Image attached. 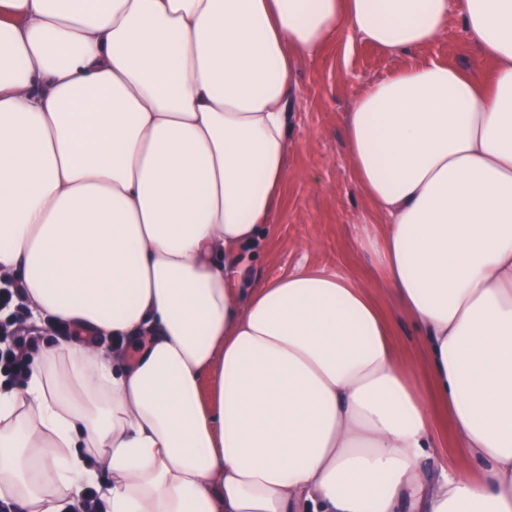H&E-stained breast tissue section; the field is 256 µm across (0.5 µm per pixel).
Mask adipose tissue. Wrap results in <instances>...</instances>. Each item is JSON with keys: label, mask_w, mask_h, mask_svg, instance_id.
<instances>
[{"label": "adipose tissue", "mask_w": 512, "mask_h": 512, "mask_svg": "<svg viewBox=\"0 0 512 512\" xmlns=\"http://www.w3.org/2000/svg\"><path fill=\"white\" fill-rule=\"evenodd\" d=\"M454 11L490 75L411 65L345 120L383 219L351 248L422 385L358 279L244 290L236 256L283 209L299 61L424 49ZM0 275L76 332L0 385L20 512L101 473L106 512H512V0H0ZM437 436L440 442L441 452L448 454V462H452L456 467H472V462L467 457L463 448H454V439L445 418L439 416L436 419Z\"/></svg>", "instance_id": "obj_1"}]
</instances>
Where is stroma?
I'll list each match as a JSON object with an SVG mask.
<instances>
[{
  "label": "stroma",
  "instance_id": "stroma-1",
  "mask_svg": "<svg viewBox=\"0 0 512 512\" xmlns=\"http://www.w3.org/2000/svg\"><path fill=\"white\" fill-rule=\"evenodd\" d=\"M431 60L445 61L477 74L487 73L467 40L459 16L433 45L392 57L356 38L339 37L323 54L301 60L297 68L299 105L292 112V146L285 205L278 224L240 254L242 287L255 279H274L307 266L351 273L375 287L374 258L351 248L364 224L376 217L362 194L345 145V117L353 99L369 84L394 71ZM377 300H384L377 291ZM396 351L418 376H425V352L410 321L395 313Z\"/></svg>",
  "mask_w": 512,
  "mask_h": 512
}]
</instances>
